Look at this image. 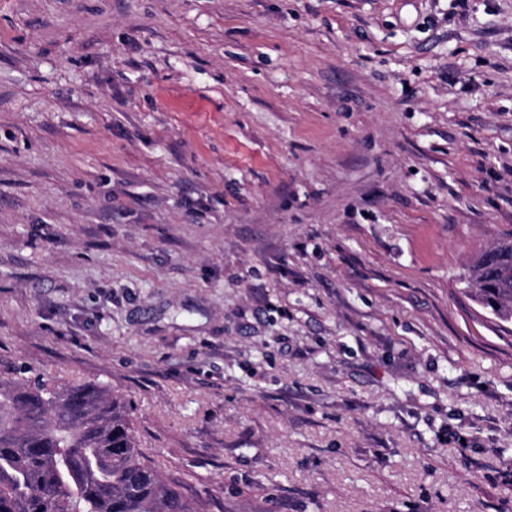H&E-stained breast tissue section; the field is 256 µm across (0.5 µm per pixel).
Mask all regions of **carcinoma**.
I'll use <instances>...</instances> for the list:
<instances>
[{
	"label": "carcinoma",
	"mask_w": 512,
	"mask_h": 512,
	"mask_svg": "<svg viewBox=\"0 0 512 512\" xmlns=\"http://www.w3.org/2000/svg\"><path fill=\"white\" fill-rule=\"evenodd\" d=\"M468 293L512 318V232L469 266ZM133 406L102 383L0 377V512H207L139 448Z\"/></svg>",
	"instance_id": "carcinoma-1"
}]
</instances>
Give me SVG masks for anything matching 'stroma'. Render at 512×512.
I'll list each match as a JSON object with an SVG mask.
<instances>
[{
	"instance_id": "35a3bbf8",
	"label": "stroma",
	"mask_w": 512,
	"mask_h": 512,
	"mask_svg": "<svg viewBox=\"0 0 512 512\" xmlns=\"http://www.w3.org/2000/svg\"><path fill=\"white\" fill-rule=\"evenodd\" d=\"M508 231L512 0H0V376L211 512H512ZM465 280L469 295L479 306L497 314L501 321L512 319V232L473 261Z\"/></svg>"
}]
</instances>
